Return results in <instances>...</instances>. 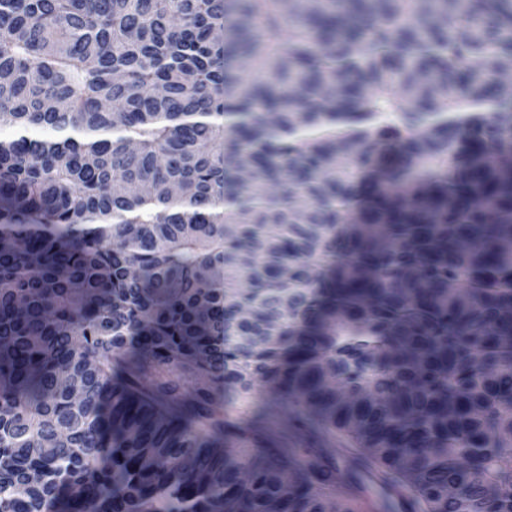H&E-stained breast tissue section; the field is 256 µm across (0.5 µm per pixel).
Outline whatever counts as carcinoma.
<instances>
[{"label":"carcinoma","mask_w":512,"mask_h":512,"mask_svg":"<svg viewBox=\"0 0 512 512\" xmlns=\"http://www.w3.org/2000/svg\"><path fill=\"white\" fill-rule=\"evenodd\" d=\"M511 61L512 0H0V512H512Z\"/></svg>","instance_id":"carcinoma-1"}]
</instances>
